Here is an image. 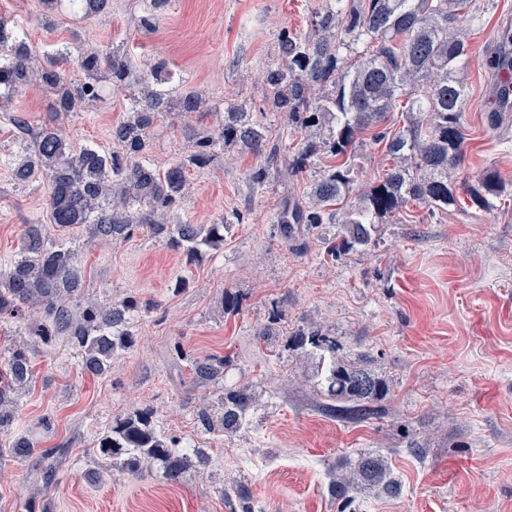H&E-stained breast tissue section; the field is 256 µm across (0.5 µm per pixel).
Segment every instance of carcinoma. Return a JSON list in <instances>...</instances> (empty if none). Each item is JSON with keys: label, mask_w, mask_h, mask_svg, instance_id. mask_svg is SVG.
Instances as JSON below:
<instances>
[{"label": "carcinoma", "mask_w": 512, "mask_h": 512, "mask_svg": "<svg viewBox=\"0 0 512 512\" xmlns=\"http://www.w3.org/2000/svg\"><path fill=\"white\" fill-rule=\"evenodd\" d=\"M139 17L145 30L156 28V6L166 0H147ZM470 0H327L305 33L280 28L278 59L262 70L266 94L258 108L283 117L274 135L254 117L255 107L231 106L224 121L194 132V151L165 170L149 161V129L163 112L177 117L202 115L205 97L195 92L175 95L159 87V63L150 72L133 76L125 55L114 50H82L77 65L88 76L81 82L68 75L63 54L40 55L22 29L0 16V99L38 88L45 93L48 122L33 129L22 116L12 117L21 149L13 177L25 184L41 175L49 182L47 220L53 229L85 227L89 241L125 242L135 231L148 229L165 246L192 265L224 243L229 228L222 219L213 224L172 221L184 198L187 168L205 170L216 150L238 146L251 150L258 163L248 174L252 193L274 180L294 182L314 170L301 196L282 203L272 223L281 237L295 238L300 229L321 232L333 258L376 244L380 224L403 223L402 213L417 206L432 213L456 204L453 172L463 154V109L468 91V45L462 23ZM72 11L90 16L109 7V0H69ZM365 43L358 57L348 55L354 42ZM107 74L114 87L134 83L125 117L112 128L116 150L73 147L60 116L83 110L97 98L96 82ZM406 100L403 124L386 127L388 113ZM384 144L391 160L386 173L357 184L358 147L368 131ZM298 135L288 150V134ZM506 187L493 173L466 183L472 205L492 209L509 201ZM357 202L339 205L352 194ZM84 274L78 247L66 237L51 240L41 229L27 230L20 249L0 273V322L24 326L23 338L0 351V433L15 421L23 389L31 373L36 345L60 336L81 357L85 372L101 376L112 360L136 343L133 299L117 303H76ZM284 313L271 307L258 335H280ZM289 346L320 357L324 371L318 385L325 399L322 410L346 422L374 415L390 392L385 375L367 352L339 355L336 339L321 327L302 323L289 332ZM224 362L215 358L194 361L200 383L216 384ZM219 412L203 411L199 421L207 432L227 434L248 422L255 399L246 388L220 387ZM15 459L30 456L34 443L17 436L9 445ZM97 448L105 456H121L131 475L146 463L157 462L166 477L181 482L205 459L177 450L176 442L157 428L156 411L140 406L116 418L98 435ZM336 502L349 505L359 491L396 497L401 485L386 456L360 452L342 459L330 486Z\"/></svg>", "instance_id": "carcinoma-1"}]
</instances>
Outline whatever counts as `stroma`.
Returning a JSON list of instances; mask_svg holds the SVG:
<instances>
[{"instance_id": "35a3bbf8", "label": "stroma", "mask_w": 512, "mask_h": 512, "mask_svg": "<svg viewBox=\"0 0 512 512\" xmlns=\"http://www.w3.org/2000/svg\"><path fill=\"white\" fill-rule=\"evenodd\" d=\"M325 3L168 0L151 32L138 25L143 0H112L87 17L66 0L48 14L37 0H0V16L17 21L41 53L118 47L138 74L165 62L166 88L209 100V113L190 120L201 131L221 123L227 105L261 104L256 74L276 56L279 27L307 31ZM509 16L512 0L469 4L466 141L456 177L492 172L512 188V112L496 130L487 120V62ZM128 103V91L104 86L100 100L64 118L70 144L111 150ZM16 115L34 126L47 120L42 94L25 91L0 104V270L26 226L47 221L46 179L22 186L12 175ZM188 132L159 118L150 160L166 168L184 159ZM256 162L246 149L219 150L208 169H188L178 217L231 222L223 246L194 265L142 230L121 244H91L85 228L72 230L82 298L130 297L150 309L134 322L136 345L102 377L84 374L80 356L60 341L39 345L13 427L0 434V512H338L329 492L337 459L375 451L388 457L402 492L357 495L349 512H512V209L472 207L460 189L455 206L381 224L377 247L334 259L316 235L296 242L279 235L272 218L288 185L251 193L247 175ZM228 290L242 299L233 314L222 305ZM275 301L289 323L321 324L344 348L371 353L391 382L382 414L347 424L319 409L309 384L317 358L257 335ZM205 357L224 359V384L255 394L248 428L201 430L206 390L191 364ZM141 405L156 410L180 449L205 453L200 471L173 483L148 464L132 478L97 451L98 433ZM21 433L37 452L20 461L8 442ZM411 438L429 443L426 461L407 452ZM46 448L56 451L48 485L41 480Z\"/></svg>"}]
</instances>
